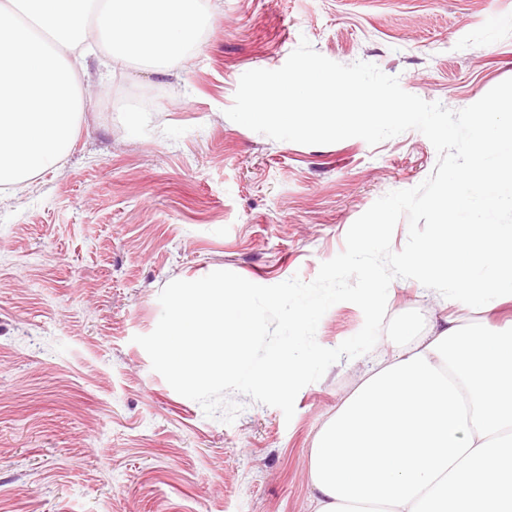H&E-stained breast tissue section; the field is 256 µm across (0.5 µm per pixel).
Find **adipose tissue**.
<instances>
[{"label": "adipose tissue", "mask_w": 512, "mask_h": 512, "mask_svg": "<svg viewBox=\"0 0 512 512\" xmlns=\"http://www.w3.org/2000/svg\"><path fill=\"white\" fill-rule=\"evenodd\" d=\"M200 0H0V190L58 167L107 63L180 58ZM314 512H512V328L451 325L376 361L316 435Z\"/></svg>", "instance_id": "1"}]
</instances>
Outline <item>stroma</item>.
Instances as JSON below:
<instances>
[{
	"label": "stroma",
	"instance_id": "stroma-1",
	"mask_svg": "<svg viewBox=\"0 0 512 512\" xmlns=\"http://www.w3.org/2000/svg\"><path fill=\"white\" fill-rule=\"evenodd\" d=\"M172 62L90 69L69 155L0 193V512H313L309 451L374 357L341 359L302 388L292 420L235 392L232 423L175 392L133 338L171 281L227 270L263 286L309 282L378 198L411 189L438 154L419 131L377 145L277 141L231 121L241 75L284 65L301 39L365 61L403 90L460 110L512 78V0H201ZM136 116L135 126L126 119ZM425 327L512 325L394 279L386 311ZM333 305L334 348L363 326Z\"/></svg>",
	"mask_w": 512,
	"mask_h": 512
}]
</instances>
